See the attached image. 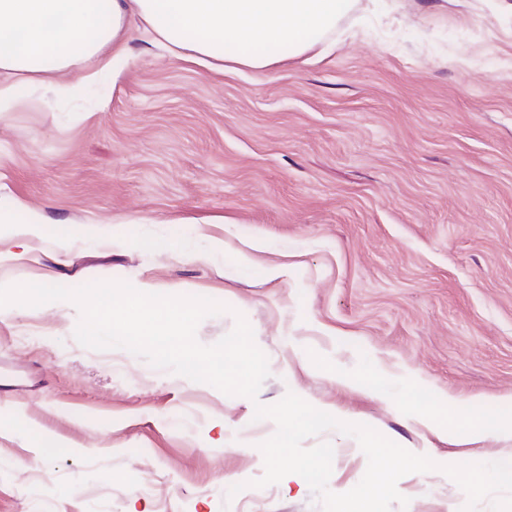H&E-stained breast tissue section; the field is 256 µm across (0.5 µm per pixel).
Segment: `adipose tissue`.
I'll return each instance as SVG.
<instances>
[{"instance_id":"obj_1","label":"adipose tissue","mask_w":512,"mask_h":512,"mask_svg":"<svg viewBox=\"0 0 512 512\" xmlns=\"http://www.w3.org/2000/svg\"><path fill=\"white\" fill-rule=\"evenodd\" d=\"M353 0H0V115L19 109L20 81L51 79L66 97L94 84L100 69L128 54L138 21L156 43L189 52L198 65L227 71L264 70L290 60L320 58L324 37ZM98 69H91V62ZM89 68L71 77L72 67ZM436 428L477 437L494 429L455 406L414 415Z\"/></svg>"}]
</instances>
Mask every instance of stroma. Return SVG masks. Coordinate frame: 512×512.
<instances>
[{
    "label": "stroma",
    "mask_w": 512,
    "mask_h": 512,
    "mask_svg": "<svg viewBox=\"0 0 512 512\" xmlns=\"http://www.w3.org/2000/svg\"><path fill=\"white\" fill-rule=\"evenodd\" d=\"M320 62L216 72L130 32L119 76L55 98L22 84L0 121V215H42L0 282L146 283L227 305L196 330L251 325L257 400L74 335L68 301L0 308V512H323L299 475L264 488L256 404L295 393L440 468L397 483L391 512H460L442 466L512 455V11L504 0H356ZM233 225H225V216ZM265 242L258 264L237 253ZM288 266L269 281L264 263ZM375 381L386 397L313 370ZM454 400L500 429L469 440L407 408ZM61 442L15 467L36 438ZM336 450L328 488L367 467ZM237 495H230L234 485Z\"/></svg>",
    "instance_id": "obj_1"
}]
</instances>
